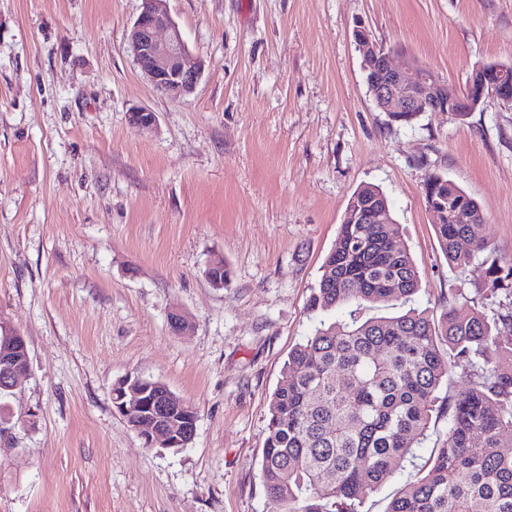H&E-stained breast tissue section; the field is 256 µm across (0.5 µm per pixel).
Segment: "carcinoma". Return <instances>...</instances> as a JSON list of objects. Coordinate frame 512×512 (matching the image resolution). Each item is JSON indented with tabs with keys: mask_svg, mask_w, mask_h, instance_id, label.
Segmentation results:
<instances>
[{
	"mask_svg": "<svg viewBox=\"0 0 512 512\" xmlns=\"http://www.w3.org/2000/svg\"><path fill=\"white\" fill-rule=\"evenodd\" d=\"M426 204L457 220L435 225L448 263L462 266L487 248L479 204L438 174L425 180ZM352 206L390 214L385 194L364 186ZM399 225L343 224L321 267L308 308L354 305L289 353L269 405L262 478L282 512H358L362 500L426 436L439 389L452 370L473 377L448 399V431L427 470L404 485L386 512H512V259L491 260L483 292L501 296L489 319L448 306L439 320L409 309L383 318L357 307L405 303L421 288L419 271L396 244ZM467 242L469 251H460Z\"/></svg>",
	"mask_w": 512,
	"mask_h": 512,
	"instance_id": "carcinoma-1",
	"label": "carcinoma"
}]
</instances>
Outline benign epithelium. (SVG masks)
Wrapping results in <instances>:
<instances>
[{
  "mask_svg": "<svg viewBox=\"0 0 512 512\" xmlns=\"http://www.w3.org/2000/svg\"><path fill=\"white\" fill-rule=\"evenodd\" d=\"M166 0H142L139 16L127 35L128 47L141 72L152 86L176 100L190 96L200 79V68L187 64L188 49L178 25L165 7ZM356 48L362 56L369 95L377 109L399 121H409L419 112H451L456 116L472 112L483 101L486 92L512 103V75L507 71H491L477 64L471 70L465 91L438 81L426 71L413 72V67H396L391 56L362 28L353 33ZM130 121L145 131L156 126L154 113L134 109ZM205 277L214 288L224 287V263L209 264ZM29 372L26 341L19 333L0 326V394L10 396ZM131 382L129 397L116 403L125 418L138 415L133 424L144 428V444L158 443L163 449L178 451L187 445V437L195 436L197 423L187 434L157 417L140 414L148 404L149 387L139 375L126 377Z\"/></svg>",
  "mask_w": 512,
  "mask_h": 512,
  "instance_id": "benign-epithelium-1",
  "label": "benign epithelium"
}]
</instances>
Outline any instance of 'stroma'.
Returning a JSON list of instances; mask_svg holds the SVG:
<instances>
[{"label":"stroma","instance_id":"35a3bbf8","mask_svg":"<svg viewBox=\"0 0 512 512\" xmlns=\"http://www.w3.org/2000/svg\"><path fill=\"white\" fill-rule=\"evenodd\" d=\"M141 4L0 0V323L30 356L0 402V512H279L261 478L269 399L289 352L348 317L308 301L363 185L388 198L429 318L459 293L498 306L484 264L442 253L429 174L479 203L493 256L512 258V105L395 121L353 39L364 26L459 89L474 64L512 65V0H167L202 65L184 100L128 49ZM216 258L221 289L203 275ZM175 309L190 331L171 330ZM130 374L193 406L188 447H145L115 410ZM447 431L437 407L415 464L359 512H385Z\"/></svg>","mask_w":512,"mask_h":512}]
</instances>
